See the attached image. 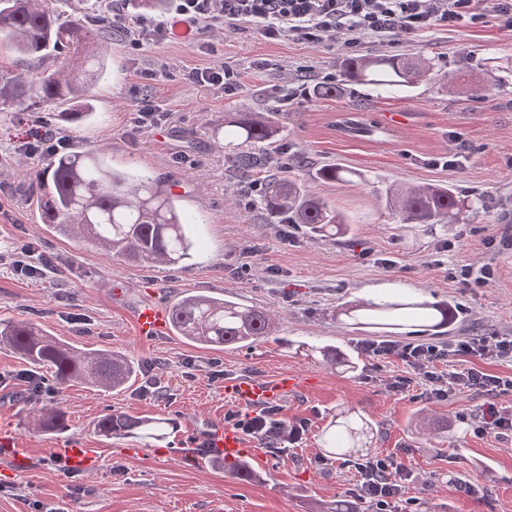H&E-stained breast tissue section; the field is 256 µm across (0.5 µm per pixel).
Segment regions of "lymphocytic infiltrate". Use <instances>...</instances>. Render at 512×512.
<instances>
[{
    "label": "lymphocytic infiltrate",
    "mask_w": 512,
    "mask_h": 512,
    "mask_svg": "<svg viewBox=\"0 0 512 512\" xmlns=\"http://www.w3.org/2000/svg\"><path fill=\"white\" fill-rule=\"evenodd\" d=\"M492 2L491 8L482 10L478 0H176L174 15L138 20L130 44L140 50L170 39L180 25L199 40L243 23L253 25L268 40L291 37L318 43L342 35L351 50L359 48L368 36L409 38L428 28L484 26L494 19L511 31L512 0ZM362 349L374 360L393 357L404 365V373L388 379L390 392L405 393L423 383L428 397L436 400L451 393L486 394L489 400L481 408L477 433L512 434V407L495 401L497 395L512 392V376L485 368L489 361L512 363V336H464L445 343L368 341ZM451 357L471 359L474 365L465 372L447 375L440 366ZM224 421L260 445L281 452L294 448L308 431L307 421L281 419L275 404L251 415L230 411ZM353 468L352 497L370 503L375 512H411L414 499L409 489L415 479L396 455L369 454Z\"/></svg>",
    "instance_id": "f902f5d3"
}]
</instances>
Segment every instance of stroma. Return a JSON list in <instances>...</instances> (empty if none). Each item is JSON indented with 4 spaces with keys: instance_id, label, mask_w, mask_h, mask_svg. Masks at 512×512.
<instances>
[{
    "instance_id": "stroma-1",
    "label": "stroma",
    "mask_w": 512,
    "mask_h": 512,
    "mask_svg": "<svg viewBox=\"0 0 512 512\" xmlns=\"http://www.w3.org/2000/svg\"><path fill=\"white\" fill-rule=\"evenodd\" d=\"M108 53L112 62L95 88L88 119L61 122L58 104L0 114V323L30 319L77 347L126 352L140 369L120 390L67 385L41 400L19 375L28 370L47 379L49 368L30 366L0 343V435L15 436L33 459L26 472L0 459V512H35L39 505L45 512H310L354 481L346 460L322 446V431L341 407L368 421L365 453L397 454L413 473L417 512H512V439L474 433L461 418L480 404L479 396L429 401L397 395L385 381L402 371L398 361L375 370L365 359L358 371L340 373L304 350L330 344L354 353L365 340L422 338L409 320L398 329L349 328L336 311L355 300L448 304L455 319L442 333L446 341L512 333V247L503 244L512 237V82L488 90L484 69L488 58H512V31L493 22L364 39L356 55H420L433 65L431 77L383 96L345 79V64L355 54L343 41H271L249 24L224 31L209 46L188 38L142 51L132 50L120 31ZM215 63L239 71L242 88L230 94L183 76L186 68ZM328 74L336 78V95L275 97L285 83L315 86ZM146 96L162 104L164 114L155 130L142 133L134 130L131 113ZM237 112L271 113L289 148V176L347 212L352 236L317 241L293 225L287 245L280 225L239 206L244 188L208 130ZM348 113L377 126V133L338 132V116ZM38 126L64 139L67 151L96 148L114 169L180 186L194 220L193 258L181 268L130 265L44 224L35 199L20 188L46 164L45 155L18 151L19 139ZM449 151L459 153L457 167L435 165ZM327 163L363 173L368 188L312 180L315 167ZM392 181L449 185L483 196L488 206L448 229L401 224L371 189ZM21 240L51 259L54 277L15 275L11 252ZM246 248L252 271L242 278L235 267ZM466 265L475 271L492 266L495 277L481 288L462 287L455 275ZM181 293L224 295L270 309L278 316L276 331L248 350L205 348L170 332L137 334L133 313L140 305H166ZM286 371L305 376L308 385L282 401L281 415L308 420L309 430L288 454L264 449L273 467L262 481H234L215 462L200 466L171 455L186 432L223 424L234 407L224 397L226 380ZM38 406L62 411L67 437L100 449L97 470L65 477L47 454L58 435L28 423ZM113 411L172 425L159 440L108 439L94 425ZM421 413L447 425V432L419 434L411 421ZM468 481L483 487V496L468 495Z\"/></svg>"
}]
</instances>
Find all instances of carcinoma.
<instances>
[{
  "label": "carcinoma",
  "instance_id": "cac0c4a2",
  "mask_svg": "<svg viewBox=\"0 0 512 512\" xmlns=\"http://www.w3.org/2000/svg\"><path fill=\"white\" fill-rule=\"evenodd\" d=\"M83 6L64 20L46 0H0V48L11 52L25 72L0 75V112L32 111L41 106L76 99L80 108L61 112L59 118L81 121L92 111L94 85L107 68L104 48L112 41V15L99 0H82ZM430 66L416 57L376 55L354 58L344 75L382 91L410 87ZM50 79H44V75ZM228 167L247 183L271 166L278 151L280 130L264 113L243 112L224 120ZM325 184L364 182L361 174L336 164L315 170ZM29 192L39 201L43 222L66 235L94 243L110 257L137 264L178 267L192 258L194 241L190 221L180 209V196L168 184L139 179L109 167L101 153L89 150L52 157ZM380 202L402 224H461L468 213L485 207L484 197H461L450 187L403 186L392 183L378 191ZM261 208L270 223L282 219L299 224L311 238H344L353 234L349 217L333 202L310 191L288 168L268 175ZM170 326L180 336L206 347L234 345L249 349L268 336L276 314L214 296L183 295L171 302ZM349 325L395 328L410 315L426 331H438L454 320L446 304L428 301L372 300L345 305L339 311ZM0 336L26 361L54 368L60 385L79 382L117 390L137 373L131 357L109 349L81 350L54 338L30 321H17L0 329ZM330 368L347 370L356 362L334 348H315ZM35 427L65 429L64 414L41 408L32 413ZM166 421L108 413L97 422L105 437H152ZM335 430L327 438L330 453L345 456L359 447L363 429L356 427L351 410L336 414ZM224 472L244 482L259 475L245 461L224 464ZM316 512H361L360 503L342 498L320 505Z\"/></svg>",
  "mask_w": 512,
  "mask_h": 512
}]
</instances>
